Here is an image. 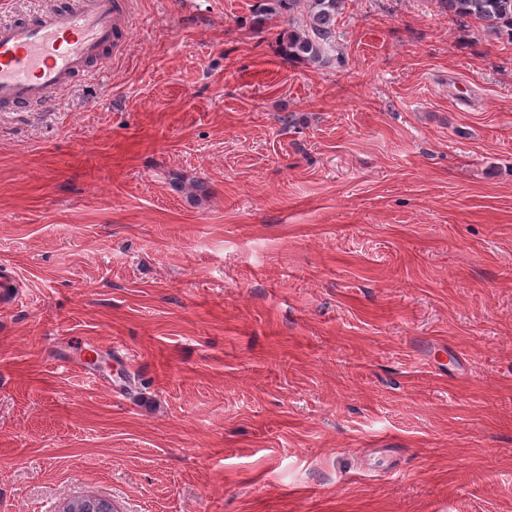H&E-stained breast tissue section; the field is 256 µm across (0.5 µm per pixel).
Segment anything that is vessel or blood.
Here are the masks:
<instances>
[{
    "label": "vessel or blood",
    "mask_w": 512,
    "mask_h": 512,
    "mask_svg": "<svg viewBox=\"0 0 512 512\" xmlns=\"http://www.w3.org/2000/svg\"><path fill=\"white\" fill-rule=\"evenodd\" d=\"M119 0H79L32 18L0 23V104L47 102L111 45Z\"/></svg>",
    "instance_id": "1"
}]
</instances>
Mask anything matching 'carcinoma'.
Segmentation results:
<instances>
[{"mask_svg":"<svg viewBox=\"0 0 512 512\" xmlns=\"http://www.w3.org/2000/svg\"><path fill=\"white\" fill-rule=\"evenodd\" d=\"M460 18L479 21L487 33H505L512 40V0H440ZM344 0H257L254 13L261 23L273 16H302V25L277 38L278 52L288 61L321 65L330 62L336 38V19ZM58 512H116L112 501L96 495L70 497Z\"/></svg>","mask_w":512,"mask_h":512,"instance_id":"cac0c4a2","label":"carcinoma"}]
</instances>
